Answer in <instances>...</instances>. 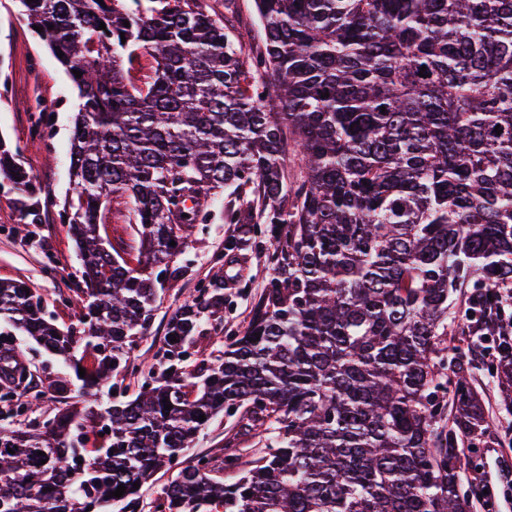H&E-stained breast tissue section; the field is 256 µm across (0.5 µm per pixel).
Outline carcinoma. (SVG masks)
<instances>
[{"label": "carcinoma", "mask_w": 512, "mask_h": 512, "mask_svg": "<svg viewBox=\"0 0 512 512\" xmlns=\"http://www.w3.org/2000/svg\"><path fill=\"white\" fill-rule=\"evenodd\" d=\"M254 4L256 53L199 0H17L78 93L62 217L89 303L62 330L26 283H0V315L63 359L59 386L84 402L37 436L0 425V512H137L134 483L162 470L155 512H470L459 445L485 413L448 337L493 336L512 289V0ZM19 156L0 139V180L32 196ZM122 196L139 241L116 260L100 228ZM216 209L271 247L249 324L189 368L201 315L224 312L222 289L199 293L128 400L114 379L159 276ZM2 373L9 393L27 379ZM106 387L119 400L96 411ZM232 408L264 451L226 483L183 456Z\"/></svg>", "instance_id": "carcinoma-1"}]
</instances>
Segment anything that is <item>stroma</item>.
Here are the masks:
<instances>
[{"label":"stroma","mask_w":512,"mask_h":512,"mask_svg":"<svg viewBox=\"0 0 512 512\" xmlns=\"http://www.w3.org/2000/svg\"><path fill=\"white\" fill-rule=\"evenodd\" d=\"M38 95L57 106L47 144L30 132L28 104ZM76 103L77 92L63 67L37 35L18 21L13 0H0V138L21 146L22 166L42 186L40 218L24 226L19 221L23 196L9 183L0 184V282H26L42 296L47 317L60 327L77 324L85 305L77 290L81 262L61 217L70 188L69 147ZM240 234L248 236V245L232 260H224L225 239ZM268 252L259 225L228 224L223 214H216L204 230L194 233L189 251L170 262L171 273L148 330L138 343V354L156 352L170 317L206 286L224 291V335L219 338L206 333L192 360L216 361L225 338L241 335L249 323L253 304L271 273ZM5 340L31 373L30 386L19 393L21 399L37 403L26 421L42 423L70 400V392L54 384L64 373L63 362L0 319V342ZM474 365L473 381L484 401L487 432L482 443L467 454L477 459L475 475L484 486L495 467L512 470V411L501 402L492 342H485L475 353ZM239 429L238 417L218 416L186 451V459L223 456L225 435Z\"/></svg>","instance_id":"1"}]
</instances>
